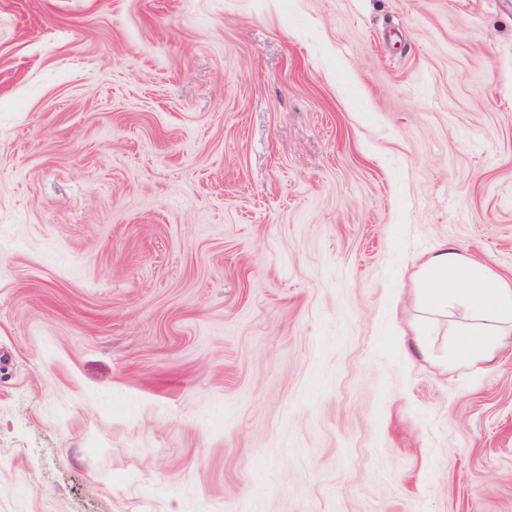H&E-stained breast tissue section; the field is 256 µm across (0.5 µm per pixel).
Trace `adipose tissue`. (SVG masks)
<instances>
[{"mask_svg":"<svg viewBox=\"0 0 512 512\" xmlns=\"http://www.w3.org/2000/svg\"><path fill=\"white\" fill-rule=\"evenodd\" d=\"M416 279L421 305L431 312L461 308L478 323L460 331L453 345L457 362L490 363L512 335V284L487 265L443 245L421 264Z\"/></svg>","mask_w":512,"mask_h":512,"instance_id":"ef3b65f1","label":"adipose tissue"}]
</instances>
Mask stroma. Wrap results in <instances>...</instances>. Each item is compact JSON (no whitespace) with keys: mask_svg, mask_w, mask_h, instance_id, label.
<instances>
[{"mask_svg":"<svg viewBox=\"0 0 512 512\" xmlns=\"http://www.w3.org/2000/svg\"><path fill=\"white\" fill-rule=\"evenodd\" d=\"M444 243L512 279V0H0V512H512Z\"/></svg>","mask_w":512,"mask_h":512,"instance_id":"1","label":"stroma"}]
</instances>
